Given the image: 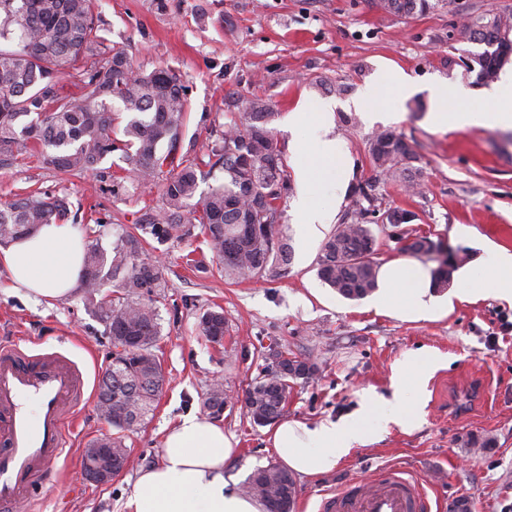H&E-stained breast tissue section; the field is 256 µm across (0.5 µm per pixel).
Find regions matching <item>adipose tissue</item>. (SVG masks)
<instances>
[{
  "mask_svg": "<svg viewBox=\"0 0 512 512\" xmlns=\"http://www.w3.org/2000/svg\"><path fill=\"white\" fill-rule=\"evenodd\" d=\"M398 86L399 101L416 91L414 81L383 66L378 68L353 100L366 120L395 121L399 112L367 110V102L390 86ZM487 106L475 112L468 108L454 86L441 83L430 91V125L437 129L465 127L512 128V65L500 71L497 80L483 90ZM312 122L313 140H297L293 151L306 155L296 169L298 185L293 216L304 240L321 237L346 198L355 162L346 144L334 137L333 111L317 98L303 96L288 114L289 126ZM85 244L69 224H46L30 236L0 246V266L5 267L15 289L35 301L52 302L71 295L80 285ZM482 277L487 293L512 303V252L495 250L491 260L464 268L456 275L455 288L445 299L434 296L427 268L409 259L384 264L378 274V290L371 307L376 312L402 320H433L451 313L456 304L475 301L474 277ZM441 363L429 348L406 352L396 363L392 386L394 402L380 421H372L374 397H367L352 417L326 419L316 424L283 420L271 430V443L288 469L307 478L335 471L351 452L381 440L388 424L409 432L420 423L417 405L405 400V387L423 395L427 382ZM235 452L222 426L189 413L168 430L160 462L141 471L127 501L129 512H265L259 500L230 489L224 463Z\"/></svg>",
  "mask_w": 512,
  "mask_h": 512,
  "instance_id": "ef3b65f1",
  "label": "adipose tissue"
}]
</instances>
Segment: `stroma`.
<instances>
[{"mask_svg": "<svg viewBox=\"0 0 512 512\" xmlns=\"http://www.w3.org/2000/svg\"><path fill=\"white\" fill-rule=\"evenodd\" d=\"M485 13L512 17V0H440L408 18L383 14L371 0L95 2L105 45L125 48L143 70L169 66L181 73L190 103L185 139L198 158H206L218 132L239 118L247 101L259 98L275 111L278 144L288 167H296L302 159L292 142L298 135L312 138L313 131L306 125L290 132L289 111L306 93L341 101L333 132L347 142L358 179L375 178L368 147L383 129L403 135L418 156V191L380 184L377 208L414 212V229L459 251L468 264L491 247L512 251V141L501 129L434 128L416 106L429 104L433 83L448 80L459 83L469 107H482V86L463 63L478 46L461 39L459 29L464 19ZM381 66L405 73L417 86L402 106L403 119L387 127L365 123L361 113L343 107ZM97 185L95 173L63 175L31 158L0 169V202L38 188L56 191L72 211L97 214L90 237L105 246L131 227L135 212L162 203L156 181L116 196ZM291 203L284 198L280 219L291 263L260 280H228L212 260L202 270L188 266L185 256L199 245L196 237L174 247L147 246L146 256L161 257L168 281L156 350L165 383L153 414L125 435L129 466L103 485L84 478L82 457L107 431L96 391L112 341L79 295L52 304L34 301L13 290L0 266V341L64 352L88 379L56 466L59 483L51 496L22 503L23 512H128L139 471L159 462L166 432L182 415H204L203 402L217 379L236 398L219 419L237 441L235 457L224 465L231 488H241L255 468L278 463L267 427L252 423L243 401L273 341L317 367L313 379L292 385L283 413L291 421L351 415L370 393L386 410L394 394L393 367L405 352L428 347L444 358L421 399V426L408 434L389 425L380 442L356 449L333 473L298 478L293 512H316L321 492L369 481L377 468L389 466L422 485L431 512H448L459 497L472 501L473 512H512V304L489 296L438 319L412 322L376 313L367 299H346L318 279L320 245L302 241ZM214 306L223 308L227 328L219 344L207 341L200 325L202 312ZM474 436L490 438L492 447H471Z\"/></svg>", "mask_w": 512, "mask_h": 512, "instance_id": "obj_1", "label": "stroma"}]
</instances>
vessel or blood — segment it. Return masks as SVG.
Listing matches in <instances>:
<instances>
[{"instance_id": "b4317fda", "label": "vessel or blood", "mask_w": 512, "mask_h": 512, "mask_svg": "<svg viewBox=\"0 0 512 512\" xmlns=\"http://www.w3.org/2000/svg\"><path fill=\"white\" fill-rule=\"evenodd\" d=\"M86 391L79 365L61 352L30 354L0 345V512H12L45 483L67 445V430ZM418 482L396 467L375 481L325 493L318 512H429Z\"/></svg>"}]
</instances>
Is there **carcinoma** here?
<instances>
[{
    "label": "carcinoma",
    "mask_w": 512,
    "mask_h": 512,
    "mask_svg": "<svg viewBox=\"0 0 512 512\" xmlns=\"http://www.w3.org/2000/svg\"><path fill=\"white\" fill-rule=\"evenodd\" d=\"M387 15L410 17L432 8L431 0H373ZM460 34L483 45L470 57L476 78L492 81L508 55L512 19L478 16ZM71 79L79 91L62 92ZM189 101L182 75L173 68L150 72L134 67L122 48H107L97 36L94 0H0V168L30 157L63 174L99 171L115 152L129 168L100 171L106 190L116 195L126 184L157 179L163 203L135 212L132 230L105 248L87 246L80 285L88 313L104 324L111 337L112 367L102 372L97 403L102 420L115 430L95 443L112 442L127 453L123 433L141 425L154 408L163 378L155 349L161 335L158 299L167 281L163 265L140 259L143 244L179 243L200 229L224 276L260 279L288 266L292 250L279 229L281 204L289 189L288 165L271 123L275 113L261 99L248 104L241 125L224 130L211 146L210 169L223 178L203 193L205 178L192 149L185 148L184 127ZM373 167L407 188L419 186L413 147L392 131L373 136L368 149ZM379 180L353 184L354 208L322 243L317 276L340 296L363 299L378 285L379 237L370 225ZM77 223L65 198L49 192L18 195L0 203V241L30 235L43 224ZM114 283L112 295L101 288ZM212 343L224 339L223 310L208 309L200 318ZM269 357L288 371L274 380L276 400L267 397V377L259 375L246 390L251 421L260 426L267 414H283L290 381L310 379L314 365L276 342ZM224 384L211 385L203 406L209 416L224 410ZM245 492L262 500L269 512L294 506L297 485L292 474L275 464L255 469Z\"/></svg>",
    "instance_id": "carcinoma-1"
}]
</instances>
